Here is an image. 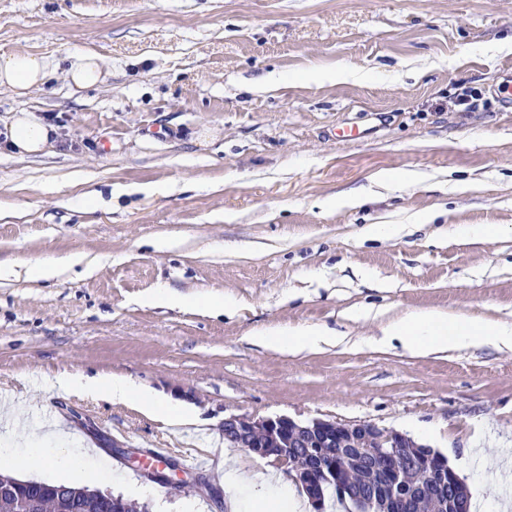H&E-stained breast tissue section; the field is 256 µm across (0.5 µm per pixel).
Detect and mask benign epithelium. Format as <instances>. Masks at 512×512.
<instances>
[{
  "label": "benign epithelium",
  "instance_id": "benign-epithelium-1",
  "mask_svg": "<svg viewBox=\"0 0 512 512\" xmlns=\"http://www.w3.org/2000/svg\"><path fill=\"white\" fill-rule=\"evenodd\" d=\"M224 439L237 448H247L284 465L288 464V450L305 449L311 465L293 473L314 512L322 510L324 482L336 476V456L332 449L347 443L359 454L371 458L377 471V479L372 483L351 482L344 487V493L358 512L364 507H380L383 512H417L418 495L402 485L403 473L427 464L435 468L437 492L441 503L448 505V512H468L465 490L447 462L424 449L402 455V449L413 444L412 437L370 421L297 422L285 416L256 419L229 414L224 416Z\"/></svg>",
  "mask_w": 512,
  "mask_h": 512
}]
</instances>
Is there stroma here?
Masks as SVG:
<instances>
[{
  "instance_id": "obj_1",
  "label": "stroma",
  "mask_w": 512,
  "mask_h": 512,
  "mask_svg": "<svg viewBox=\"0 0 512 512\" xmlns=\"http://www.w3.org/2000/svg\"><path fill=\"white\" fill-rule=\"evenodd\" d=\"M511 37L512 0H0V53L55 61L32 95L0 89V126L35 112L64 142L0 151V404L60 419L122 477L91 488L150 486V512H225L228 414L406 432L452 454L475 512H512V348L374 342L417 308L512 324ZM86 50L106 79L75 90L63 71ZM352 126L366 137L341 138ZM382 170L419 181L373 185ZM359 192L362 207H338ZM369 224L404 230L369 239ZM69 253L84 263L28 278ZM158 287L183 306L145 303ZM227 297L235 310L198 307ZM279 325L344 341L295 355L249 338ZM63 373L130 378L199 424L57 391ZM158 448L205 464L163 484L126 460Z\"/></svg>"
}]
</instances>
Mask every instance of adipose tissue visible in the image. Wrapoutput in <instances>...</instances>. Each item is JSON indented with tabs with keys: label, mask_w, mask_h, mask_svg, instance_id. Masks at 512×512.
Returning a JSON list of instances; mask_svg holds the SVG:
<instances>
[{
	"label": "adipose tissue",
	"mask_w": 512,
	"mask_h": 512,
	"mask_svg": "<svg viewBox=\"0 0 512 512\" xmlns=\"http://www.w3.org/2000/svg\"><path fill=\"white\" fill-rule=\"evenodd\" d=\"M51 75L48 57L25 51L0 53V88L23 97L40 89ZM0 145L20 157H40L54 154L60 145L57 128L33 112L14 113L0 128ZM385 339H401L413 355H424L450 346L489 345L512 346V324L472 318L466 315L448 316L434 309H415L389 321L381 329ZM256 343L275 351L301 352L337 342L336 333L325 326L279 327L257 332ZM60 388L104 395L117 402H134L148 410H161L176 424H193L194 418L177 400L160 403L150 390L137 386L126 378L110 376L84 379L78 376L58 378ZM26 436V455L13 454L12 435L0 434V462L23 465L26 458L49 463L53 477L68 481L101 478L93 449L75 455L67 433L58 423L43 422L28 425L20 422ZM224 485L232 494V504L241 512H250L255 503L251 494L262 490L272 498L273 512H305L307 503L294 495L290 484L272 470L245 466L239 455L224 456Z\"/></svg>",
	"instance_id": "ef3b65f1"
}]
</instances>
